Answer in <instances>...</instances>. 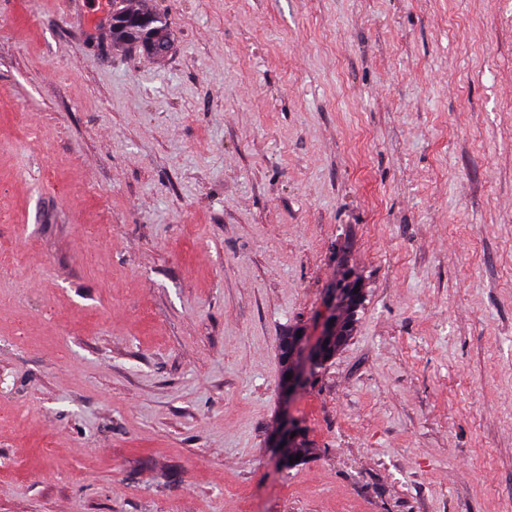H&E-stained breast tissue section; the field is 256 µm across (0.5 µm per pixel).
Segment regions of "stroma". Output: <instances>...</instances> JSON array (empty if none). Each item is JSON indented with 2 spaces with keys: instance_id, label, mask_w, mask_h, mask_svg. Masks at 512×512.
Returning a JSON list of instances; mask_svg holds the SVG:
<instances>
[{
  "instance_id": "35a3bbf8",
  "label": "stroma",
  "mask_w": 512,
  "mask_h": 512,
  "mask_svg": "<svg viewBox=\"0 0 512 512\" xmlns=\"http://www.w3.org/2000/svg\"><path fill=\"white\" fill-rule=\"evenodd\" d=\"M145 4L0 0V512H512V0ZM136 21L125 26L112 24L104 36L112 37V46L123 49L130 44H140L156 57H164L169 49V31L166 22L145 12L142 17L128 18ZM350 323V319L348 317H343L340 321V327L343 330H346L347 324ZM338 325L333 327L332 330H327L325 324L323 326L322 332L319 335L315 345L305 354L304 350L302 352V361L301 366L298 365L297 359L299 357V347L293 349L289 355H287L288 367L291 373V379L289 380L288 386V395L291 394L295 388V386L299 383L302 376V368H305V364H315L319 357L317 356V352L319 351L321 345L324 343L326 336H340L344 334ZM302 367V368H301ZM310 448L309 443L306 440L305 434L301 429H299L298 439L294 436V439L291 445L283 448L282 451V462L285 467L292 468L299 464H301L309 455ZM301 454V458L299 462H296V455ZM290 457L294 458L293 464H290Z\"/></svg>"
}]
</instances>
